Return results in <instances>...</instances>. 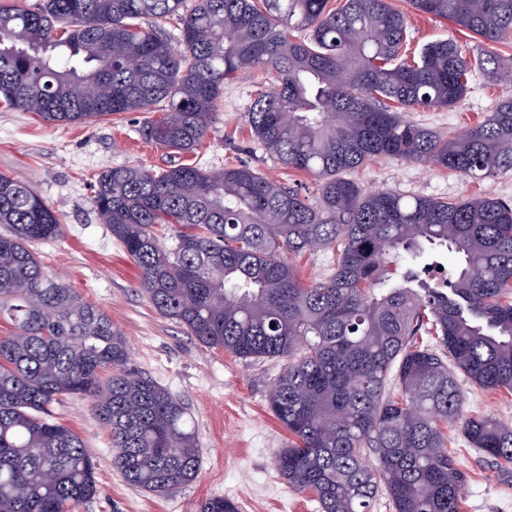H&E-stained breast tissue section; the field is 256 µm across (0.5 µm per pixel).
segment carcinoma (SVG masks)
<instances>
[{"instance_id": "cac0c4a2", "label": "carcinoma", "mask_w": 512, "mask_h": 512, "mask_svg": "<svg viewBox=\"0 0 512 512\" xmlns=\"http://www.w3.org/2000/svg\"><path fill=\"white\" fill-rule=\"evenodd\" d=\"M486 41L512 36V0H408ZM43 0L0 4V100L45 122L158 112L142 137L198 149L239 72L274 75L246 118L265 150L311 176L312 204L247 165L171 162L112 168L93 203L162 316L202 345L284 367L269 410L288 431L278 474L321 512H461L468 475L448 424L512 475V426L465 415L455 373L512 393V205L367 191L343 177L381 156L465 178L512 170V99L445 137L385 105L449 109L478 69L454 41L400 61L408 16L389 0ZM179 20V46L163 24ZM307 31L293 41L288 30ZM0 512H69L98 493L83 441L57 422L63 395L93 398L130 485L167 496L193 482L200 450L188 407L126 368L128 343L29 249L58 237L57 212L0 175ZM178 226L168 247L154 232ZM450 254L441 267L437 249ZM331 250L336 268L305 283L288 258ZM275 327H270V324ZM437 337L434 348L417 342ZM376 455L370 465L365 451ZM199 512H239L210 496Z\"/></svg>"}]
</instances>
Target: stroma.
<instances>
[{
  "instance_id": "obj_1",
  "label": "stroma",
  "mask_w": 512,
  "mask_h": 512,
  "mask_svg": "<svg viewBox=\"0 0 512 512\" xmlns=\"http://www.w3.org/2000/svg\"><path fill=\"white\" fill-rule=\"evenodd\" d=\"M445 39L457 40L469 52L484 48L512 57V37L482 43L450 21L410 13L406 53ZM272 83V73L252 70L225 84L224 108L207 138L182 159L204 166L246 164L316 200L313 178L282 166L246 122L254 100ZM507 98H512V80L495 82L476 71L455 108H417L406 117L450 136L483 120ZM147 118L144 112H128L92 124L48 123L35 113L0 104V174L30 183L58 211L62 224L57 238L31 243V250L86 302L111 317L127 339L129 369L188 406L201 449L197 478L178 492L157 496L134 488L112 463L111 437L92 399L62 396L53 414L92 453L100 487L98 496L71 512H198L199 503L214 495L234 501L240 512H320L313 496L288 486L273 465L275 451L288 443L287 432L267 410L281 362L244 361L205 348L176 321L160 315L139 291L136 266L98 218L91 184L100 172L129 165L155 172L170 162L166 150L141 137ZM350 177L366 190L448 200L490 194L512 203V171L465 179L442 168L385 157L365 163ZM458 383L465 413L489 415L512 426V393L485 391L463 377ZM448 449L468 474L462 512H512V478H498L489 460L453 428Z\"/></svg>"
}]
</instances>
